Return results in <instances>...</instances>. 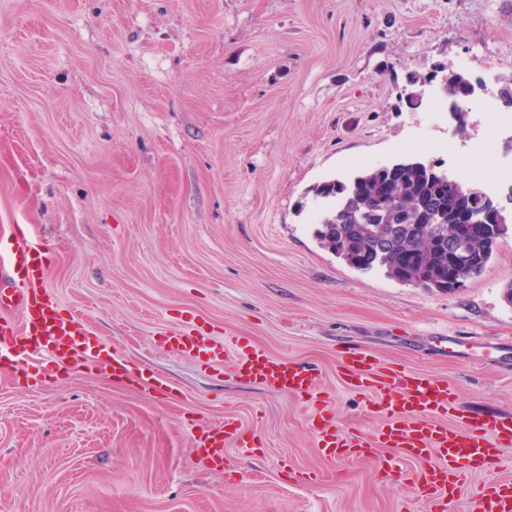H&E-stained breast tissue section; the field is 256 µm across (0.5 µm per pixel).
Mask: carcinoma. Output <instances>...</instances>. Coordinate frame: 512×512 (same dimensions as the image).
Listing matches in <instances>:
<instances>
[{
    "mask_svg": "<svg viewBox=\"0 0 512 512\" xmlns=\"http://www.w3.org/2000/svg\"><path fill=\"white\" fill-rule=\"evenodd\" d=\"M444 85L457 98L472 90L461 73L446 75ZM316 193L335 200L319 223L338 225L355 253L369 252L384 240L385 253L364 266L366 270L380 267L397 281L449 291L455 283L482 274L492 259L495 241L477 240L468 246L473 264L450 266L448 237L454 231L458 195L422 162L404 159L366 168L345 181H325Z\"/></svg>",
    "mask_w": 512,
    "mask_h": 512,
    "instance_id": "carcinoma-1",
    "label": "carcinoma"
}]
</instances>
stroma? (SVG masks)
<instances>
[{
	"label": "stroma",
	"mask_w": 512,
	"mask_h": 512,
	"mask_svg": "<svg viewBox=\"0 0 512 512\" xmlns=\"http://www.w3.org/2000/svg\"><path fill=\"white\" fill-rule=\"evenodd\" d=\"M451 71L477 83L456 112ZM505 87L512 0H0V235L29 225L60 306L171 390L43 357L30 389L0 362V512H427L414 462L387 482L326 458L302 401L162 340L190 321L306 364L345 429L381 422L338 377L346 347L512 413V362L434 350L512 338V230L464 287L424 288L323 248L314 193L417 158L504 200ZM227 415L255 436L228 476L192 447Z\"/></svg>",
	"instance_id": "obj_1"
}]
</instances>
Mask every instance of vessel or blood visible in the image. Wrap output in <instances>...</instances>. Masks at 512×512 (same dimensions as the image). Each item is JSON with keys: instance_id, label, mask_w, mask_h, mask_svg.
I'll return each mask as SVG.
<instances>
[{"instance_id": "vessel-or-blood-1", "label": "vessel or blood", "mask_w": 512, "mask_h": 512, "mask_svg": "<svg viewBox=\"0 0 512 512\" xmlns=\"http://www.w3.org/2000/svg\"><path fill=\"white\" fill-rule=\"evenodd\" d=\"M49 262L47 249L33 240L28 225H15L12 240H0V357L12 358L23 369L30 358L44 355L68 369L93 362L113 376H132L128 363L82 327L71 311L60 308L45 286ZM165 345L205 365H225L238 377L303 399L312 411L311 430L317 445L328 458H374L388 477L397 463L378 459V449L393 448L419 461L415 482L433 512L460 496L473 473L495 470L501 449L512 446V415L464 411L447 383L424 371L379 365L363 350H341L339 359L344 386L367 398L383 419L368 434L340 427L316 372L273 356L246 337L220 340L192 329L168 336ZM485 348L501 360L512 359L509 342L452 336L439 342L442 354L461 359ZM242 440L236 418L209 423L196 438V459L214 471L227 469L225 447ZM472 496L487 504L488 512H512V477L484 482Z\"/></svg>"}]
</instances>
